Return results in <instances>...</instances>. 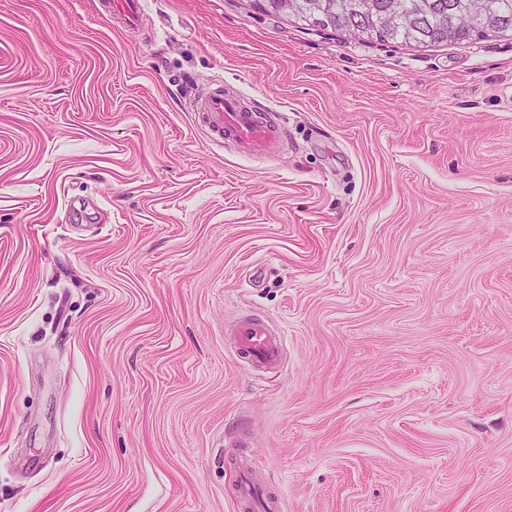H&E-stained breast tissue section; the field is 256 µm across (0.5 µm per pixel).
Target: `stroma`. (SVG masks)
Here are the masks:
<instances>
[{
    "mask_svg": "<svg viewBox=\"0 0 512 512\" xmlns=\"http://www.w3.org/2000/svg\"><path fill=\"white\" fill-rule=\"evenodd\" d=\"M143 7L0 0V512H239L243 454L280 512H512V39ZM99 9L114 19L118 26L139 30L144 21L140 0H98ZM191 111L207 129L210 139L219 146L231 145L251 157L278 154L287 134L286 123L267 118L235 91L219 85L190 102ZM237 353L249 362L276 366L281 360L283 339L273 327L258 318H246L233 331Z\"/></svg>",
    "mask_w": 512,
    "mask_h": 512,
    "instance_id": "1",
    "label": "stroma"
}]
</instances>
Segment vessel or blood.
<instances>
[{
    "instance_id": "b4317fda",
    "label": "vessel or blood",
    "mask_w": 512,
    "mask_h": 512,
    "mask_svg": "<svg viewBox=\"0 0 512 512\" xmlns=\"http://www.w3.org/2000/svg\"><path fill=\"white\" fill-rule=\"evenodd\" d=\"M98 6L125 29L137 30L143 24L141 0H98ZM190 107L214 143L233 146L251 157L277 155L287 134L285 122L269 120L238 92L220 85L193 99ZM233 334L238 354L249 362L269 367L279 364L283 339L267 322L245 319L236 325ZM256 475V462L245 460L238 472L240 506L244 512H276L274 497L260 490Z\"/></svg>"
}]
</instances>
